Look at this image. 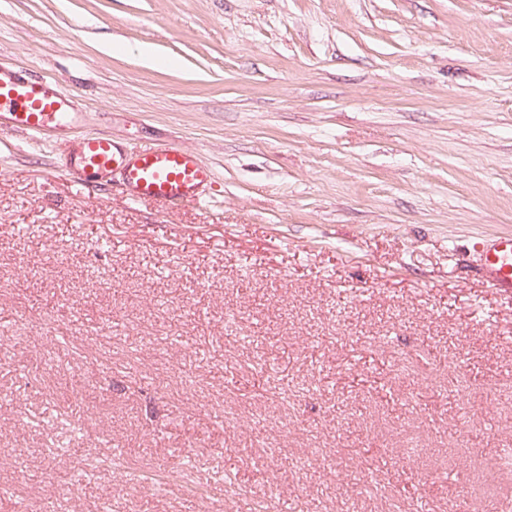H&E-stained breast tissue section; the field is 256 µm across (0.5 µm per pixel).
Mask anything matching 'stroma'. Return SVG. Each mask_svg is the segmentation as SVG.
Masks as SVG:
<instances>
[{
    "instance_id": "obj_1",
    "label": "stroma",
    "mask_w": 512,
    "mask_h": 512,
    "mask_svg": "<svg viewBox=\"0 0 512 512\" xmlns=\"http://www.w3.org/2000/svg\"><path fill=\"white\" fill-rule=\"evenodd\" d=\"M0 65L214 172L0 136V512H512V0H0ZM66 166L80 178L103 182H112L119 171L122 189L133 200L173 207L199 202L213 179L196 152L172 146L122 149L104 135L74 138ZM479 271L489 288L512 291V235L492 240Z\"/></svg>"
}]
</instances>
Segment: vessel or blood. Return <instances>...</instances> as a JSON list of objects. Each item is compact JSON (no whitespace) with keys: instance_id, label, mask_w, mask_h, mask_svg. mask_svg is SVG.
<instances>
[{"instance_id":"obj_1","label":"vessel or blood","mask_w":512,"mask_h":512,"mask_svg":"<svg viewBox=\"0 0 512 512\" xmlns=\"http://www.w3.org/2000/svg\"><path fill=\"white\" fill-rule=\"evenodd\" d=\"M82 120L70 92L47 80L0 67V133L67 134ZM68 169L81 177L111 181L120 175L123 190L135 200L170 206L200 201L213 179L196 152L163 146L122 149L104 135L75 138ZM480 275L486 285L512 291V235L493 239Z\"/></svg>"}]
</instances>
